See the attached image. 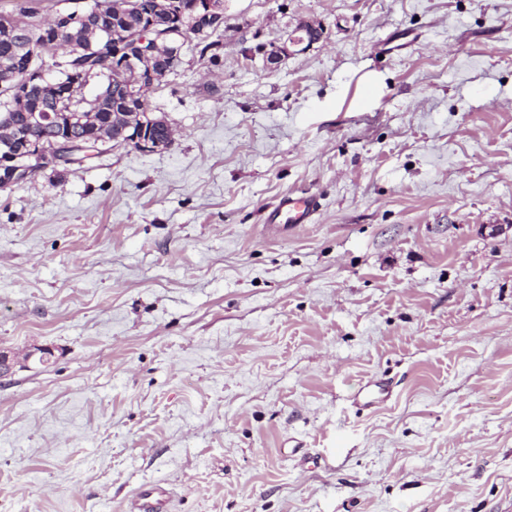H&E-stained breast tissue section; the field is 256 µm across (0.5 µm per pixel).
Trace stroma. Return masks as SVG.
Masks as SVG:
<instances>
[{
    "mask_svg": "<svg viewBox=\"0 0 512 512\" xmlns=\"http://www.w3.org/2000/svg\"><path fill=\"white\" fill-rule=\"evenodd\" d=\"M222 41L149 94L169 149L0 188V350L55 351L0 380V512H512V0H226ZM322 37V29L316 28L311 25H300L297 26L291 33L287 35V38L279 42H270L268 47H265L262 51L261 48L264 45L258 46L257 51L262 52L270 64L277 63L282 57L293 54L294 52L303 51L314 42H317ZM306 44L300 50L296 48ZM318 209L315 196H283L267 210L265 223L272 228L308 224Z\"/></svg>",
    "mask_w": 512,
    "mask_h": 512,
    "instance_id": "stroma-1",
    "label": "stroma"
}]
</instances>
